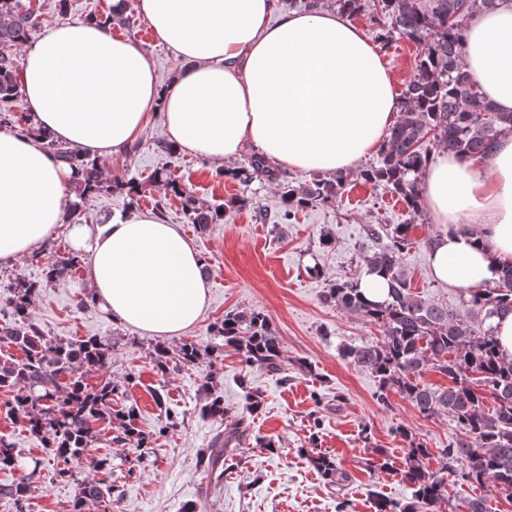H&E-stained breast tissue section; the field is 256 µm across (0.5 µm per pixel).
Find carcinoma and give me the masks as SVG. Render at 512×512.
I'll return each instance as SVG.
<instances>
[{
  "label": "carcinoma",
  "mask_w": 512,
  "mask_h": 512,
  "mask_svg": "<svg viewBox=\"0 0 512 512\" xmlns=\"http://www.w3.org/2000/svg\"><path fill=\"white\" fill-rule=\"evenodd\" d=\"M496 0H378L373 5L372 22L384 25L378 38L390 41L399 36L418 49L412 76L401 94V117L391 128L380 148L377 161L355 172L365 184H383L397 194L408 210L423 212L419 182L429 157L445 150L462 161H476L495 147L500 136L512 134V113L500 112L475 86L465 71L464 21L472 14L494 8ZM36 26V16L28 0H0V123L8 122L19 89L18 49ZM49 151L59 161L77 171L74 185L77 197L112 191L103 180L102 166L54 139L43 137ZM271 175L266 160L253 155L245 167L231 172L239 180L253 175ZM349 174L333 179L285 187L286 217L303 207H312L335 198ZM170 191L184 198L191 223L204 231L222 220L221 208L196 205L186 190L169 180ZM410 225L370 224L367 236L386 243L363 253L365 275H376L387 284L386 299L372 302L364 296L361 281L336 283L327 300L337 308L356 314L377 325L383 337L361 344H343L340 355L351 365L369 370L378 381V399L387 402L394 392L422 415L440 413L452 417L463 437L442 451L445 464L435 473L426 471L421 461L428 449L406 428L397 433L408 444L403 467L397 468L383 448L368 449L364 464L370 469L397 472L411 488V497L393 500L373 498L374 512H435L444 499L448 484L463 481L471 485L491 483L503 493L512 492V359L500 355L492 319L512 314V265L497 271L494 284L469 288L463 295L461 312L424 300L414 293L404 271L402 255L411 245ZM84 263L73 251L62 259L45 263L43 280L51 283ZM38 285L19 281L14 294L0 304V311L13 319V325L0 327V342L9 341L24 352L21 360L0 361V389L15 392L4 403L6 415L15 419L44 446L51 449L55 478L75 484L76 493L69 512H85L87 502L119 500L120 486L113 480L114 467L109 454H93L96 435L92 425L117 421L121 432L113 443L127 448L142 459L156 443L154 433L137 425L134 406L115 407L125 385L110 377L97 384L87 382L93 371L105 372L112 365L111 342L96 336L82 340H52L30 321L31 299ZM214 338L233 348L248 366H261L271 372L284 370L283 350L269 317L258 310L229 313L211 327ZM204 349L192 341L183 343L177 357L163 346L154 347L151 357L156 372L166 375L170 361L193 366L200 363ZM435 371L448 378V386L434 388L424 375ZM213 373L204 378V418L224 419V396L213 386ZM496 405L484 409L485 394ZM161 412L158 434L178 424V413L167 405L161 392L154 394ZM262 407L261 397L245 390L241 416L224 427L207 448L197 453V465L207 476H224L228 449L246 427L245 417H253ZM90 462L97 478L80 479L81 465ZM311 463L325 479L337 485L347 480L336 460L319 454ZM25 468L12 443L0 438V471ZM32 487L22 477L0 483V501L13 505V512H26Z\"/></svg>",
  "instance_id": "carcinoma-1"
}]
</instances>
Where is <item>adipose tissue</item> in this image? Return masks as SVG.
<instances>
[{"label":"adipose tissue","mask_w":512,"mask_h":512,"mask_svg":"<svg viewBox=\"0 0 512 512\" xmlns=\"http://www.w3.org/2000/svg\"><path fill=\"white\" fill-rule=\"evenodd\" d=\"M275 0H139L156 38L184 68L169 89L144 52L96 19L54 21L20 57L35 125L91 159L126 152L151 114L170 144L216 168L252 146L293 172L336 174L375 155L400 116L394 70L334 5L275 15ZM463 64L512 112V0L465 22ZM74 170L31 136L0 131V262L54 237L76 197ZM425 207L445 225L428 261L456 288L492 283L512 263V134L464 163L437 151ZM96 304L151 336L173 337L208 304L204 262L182 230L133 211L74 224Z\"/></svg>","instance_id":"obj_1"}]
</instances>
